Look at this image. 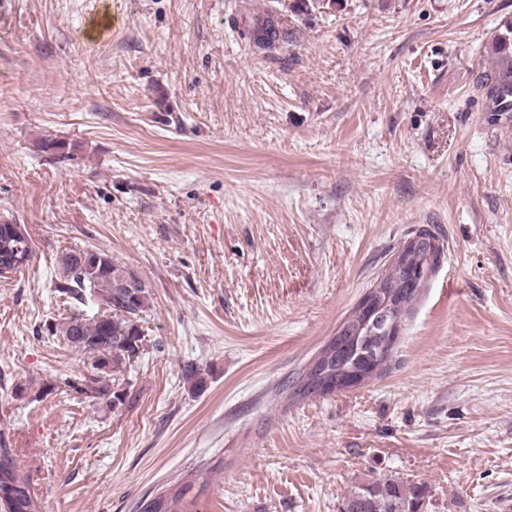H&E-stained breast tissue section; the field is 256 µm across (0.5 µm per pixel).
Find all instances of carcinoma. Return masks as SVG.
<instances>
[{
  "instance_id": "carcinoma-1",
  "label": "carcinoma",
  "mask_w": 512,
  "mask_h": 512,
  "mask_svg": "<svg viewBox=\"0 0 512 512\" xmlns=\"http://www.w3.org/2000/svg\"><path fill=\"white\" fill-rule=\"evenodd\" d=\"M253 43L263 51L272 52L287 38V32L270 19H260L252 29ZM493 65L477 77V85L490 87L485 96V111L512 112V19L503 22L489 45ZM41 151L58 155L74 149L51 136L39 142ZM11 241L20 252H33L29 238L12 236L10 225L0 224V245ZM407 272L399 269L385 275V293L393 295L391 305L403 315H409L422 288L435 274L427 252L401 248ZM61 283L59 292L81 302L88 296L99 301L100 316L86 319L78 315L52 324L48 331L61 336L71 347L92 359L94 374L66 382V385L89 398L112 401L116 408L124 404V396L114 390L105 375L119 373L140 353L143 333L138 324L148 307V290L140 279L130 288L116 287L117 274L123 267L112 256L97 249L71 250L59 261ZM347 351L340 352L332 337L322 350L297 375L289 386L287 398L304 399L329 394L341 389L339 379L348 371L374 365L378 372L391 361L395 344L385 340L381 329L361 307H356L342 323ZM191 485H182L170 494L144 498L139 512H182L180 504ZM426 492L417 485H406L393 478L368 480L353 486L344 496L346 512H421ZM0 512H40L29 481L20 474L14 450L0 447Z\"/></svg>"
}]
</instances>
